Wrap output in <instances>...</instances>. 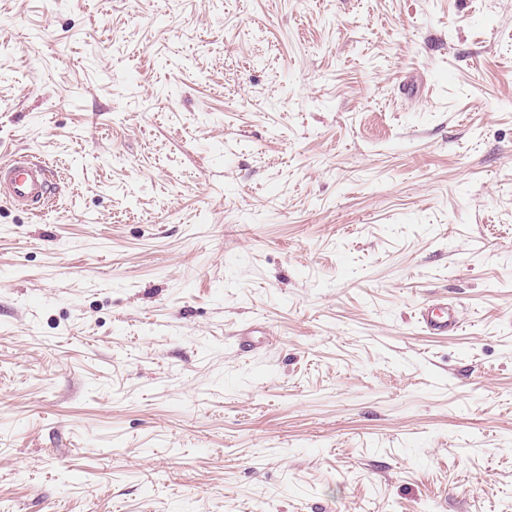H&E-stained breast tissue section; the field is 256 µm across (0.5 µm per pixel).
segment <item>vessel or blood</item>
I'll return each mask as SVG.
<instances>
[{
  "mask_svg": "<svg viewBox=\"0 0 512 512\" xmlns=\"http://www.w3.org/2000/svg\"><path fill=\"white\" fill-rule=\"evenodd\" d=\"M52 173L41 160L20 156L0 163V198L9 204L30 210H42L52 193ZM423 329L445 336L459 331L461 318L454 307L445 303L423 306L419 311Z\"/></svg>",
  "mask_w": 512,
  "mask_h": 512,
  "instance_id": "1",
  "label": "vessel or blood"
}]
</instances>
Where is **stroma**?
I'll return each mask as SVG.
<instances>
[{
	"label": "stroma",
	"mask_w": 512,
	"mask_h": 512,
	"mask_svg": "<svg viewBox=\"0 0 512 512\" xmlns=\"http://www.w3.org/2000/svg\"><path fill=\"white\" fill-rule=\"evenodd\" d=\"M13 155L0 512H512V0H0ZM52 176L39 159L13 157L0 165V197L15 207L41 211L51 198ZM419 322L426 332L437 336H447L461 328L457 310L447 302L423 306L419 311Z\"/></svg>",
	"instance_id": "35a3bbf8"
}]
</instances>
